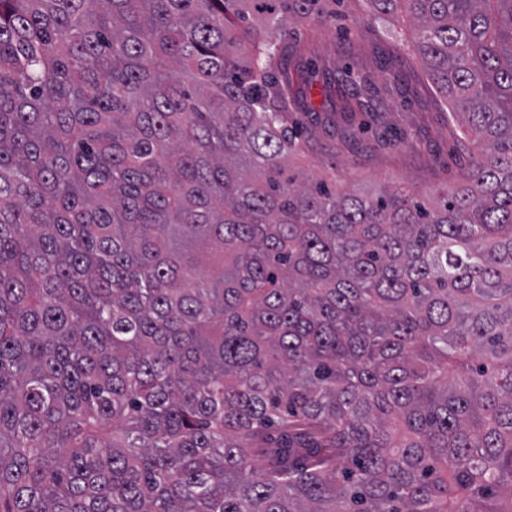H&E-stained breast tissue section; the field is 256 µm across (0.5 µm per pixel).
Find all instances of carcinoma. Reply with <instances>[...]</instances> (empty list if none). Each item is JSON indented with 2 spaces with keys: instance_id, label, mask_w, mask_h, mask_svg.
Here are the masks:
<instances>
[{
  "instance_id": "carcinoma-1",
  "label": "carcinoma",
  "mask_w": 512,
  "mask_h": 512,
  "mask_svg": "<svg viewBox=\"0 0 512 512\" xmlns=\"http://www.w3.org/2000/svg\"><path fill=\"white\" fill-rule=\"evenodd\" d=\"M341 2L0 0V512H512V0H365L435 199L287 172Z\"/></svg>"
}]
</instances>
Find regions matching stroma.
<instances>
[{
  "mask_svg": "<svg viewBox=\"0 0 512 512\" xmlns=\"http://www.w3.org/2000/svg\"><path fill=\"white\" fill-rule=\"evenodd\" d=\"M337 23L293 22L289 39L308 48L313 108L297 113L305 133L291 165L301 179L342 190L378 193L403 184L417 191L457 184L473 142H461L459 120L428 80L410 46L405 13L368 22L364 0H346ZM369 96L370 112L321 111L320 89Z\"/></svg>",
  "mask_w": 512,
  "mask_h": 512,
  "instance_id": "1",
  "label": "stroma"
}]
</instances>
